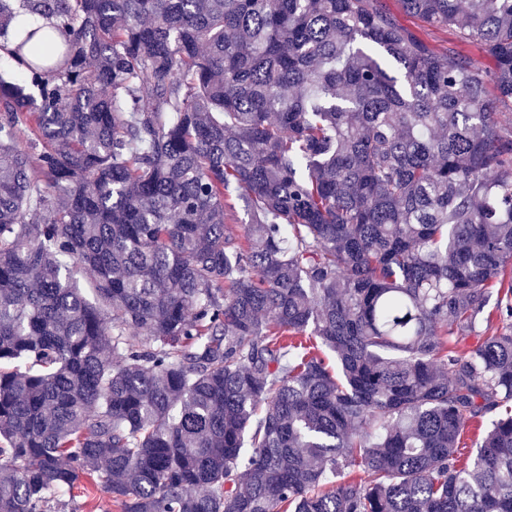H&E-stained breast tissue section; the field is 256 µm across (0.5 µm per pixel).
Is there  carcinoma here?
Segmentation results:
<instances>
[{"label": "carcinoma", "instance_id": "1", "mask_svg": "<svg viewBox=\"0 0 512 512\" xmlns=\"http://www.w3.org/2000/svg\"><path fill=\"white\" fill-rule=\"evenodd\" d=\"M395 2L0 0V512H512V0ZM401 18L406 25L420 32V34L432 45L440 48L446 47L448 46V40L452 39V35H450L446 30L423 26L418 19L412 16L402 15ZM88 491L74 490L51 499L50 512H123L120 502L112 500L100 489L88 485ZM84 492V493H83Z\"/></svg>", "mask_w": 512, "mask_h": 512}]
</instances>
